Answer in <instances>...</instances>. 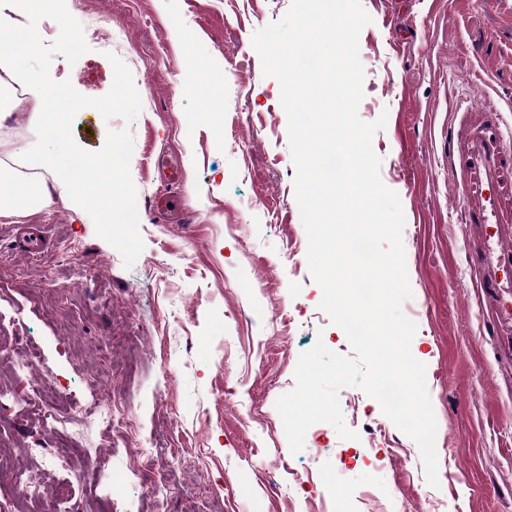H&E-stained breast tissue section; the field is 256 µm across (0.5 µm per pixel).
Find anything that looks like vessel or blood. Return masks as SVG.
Listing matches in <instances>:
<instances>
[{"instance_id": "1", "label": "vessel or blood", "mask_w": 512, "mask_h": 512, "mask_svg": "<svg viewBox=\"0 0 512 512\" xmlns=\"http://www.w3.org/2000/svg\"><path fill=\"white\" fill-rule=\"evenodd\" d=\"M495 109L467 108L448 130V176L460 197L461 223L474 228L485 245L479 253L481 287L495 298L496 321L512 328V155L494 116ZM156 213L170 224L187 221L179 193L161 195ZM18 246L32 255L48 252L41 233L23 229Z\"/></svg>"}]
</instances>
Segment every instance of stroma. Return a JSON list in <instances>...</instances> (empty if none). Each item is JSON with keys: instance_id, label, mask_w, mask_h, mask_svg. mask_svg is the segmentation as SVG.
<instances>
[{"instance_id": "stroma-1", "label": "stroma", "mask_w": 512, "mask_h": 512, "mask_svg": "<svg viewBox=\"0 0 512 512\" xmlns=\"http://www.w3.org/2000/svg\"><path fill=\"white\" fill-rule=\"evenodd\" d=\"M90 47L76 63L54 54L50 75L88 97L111 88L110 55L133 73L142 110L132 123L82 108L72 132L99 150L129 129L131 177L144 202V249L132 267L97 236L67 193L25 219L0 218V350L36 349L20 371L0 361V442L47 491L78 512H100L85 467L112 478V512H512V356L482 289L468 225L448 179L453 107H496L512 132V0H361L366 122L382 182L401 201L417 326L411 351L427 369L437 421L438 487L417 444L363 389L338 399L357 439L311 426L291 452L277 399L293 389L300 355L316 341L353 348L319 308L295 199V167L280 84L264 75L256 30L292 0H81ZM28 87L0 69V177L26 180L21 156L36 141ZM176 155L188 223L154 213L153 159ZM56 184L55 173H33ZM43 229L50 256L16 250L19 226ZM250 287H242V279ZM52 296L43 316L32 300ZM77 431L48 425L51 388ZM112 416L104 426L100 409ZM56 452L43 469L30 448ZM156 463L151 484L138 475Z\"/></svg>"}]
</instances>
